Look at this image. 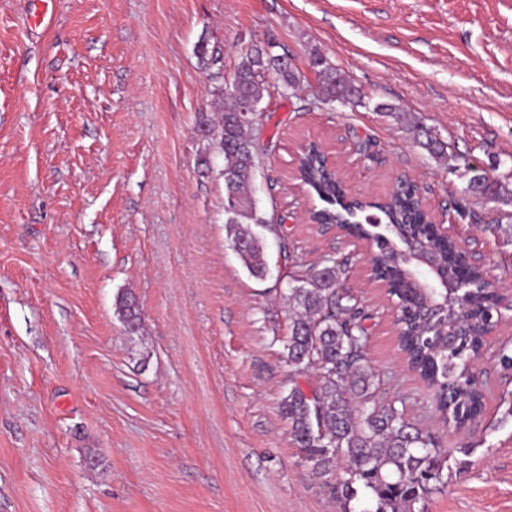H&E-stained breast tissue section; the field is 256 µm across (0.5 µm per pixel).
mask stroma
Instances as JSON below:
<instances>
[{
	"mask_svg": "<svg viewBox=\"0 0 512 512\" xmlns=\"http://www.w3.org/2000/svg\"><path fill=\"white\" fill-rule=\"evenodd\" d=\"M34 11L0 0V512H338L278 412L290 265L327 253L351 258L386 399L443 440L448 484L426 512H512V381L493 360L512 311L479 365L482 414L448 433L398 351L364 247L310 223L320 201L292 179L309 140L360 195L384 198L408 175L512 287L502 206L464 197L451 163L467 156L512 198V0H53L47 30ZM202 38L219 63L202 62ZM269 40L300 82L285 93L269 75L254 129L256 198L283 225L259 281L225 244L224 158L199 121L241 48ZM316 53L360 102L320 103ZM380 103L431 127L449 162ZM122 292L139 332L114 314ZM115 313L131 333H136L141 326L139 306L132 293H121L115 298Z\"/></svg>",
	"mask_w": 512,
	"mask_h": 512,
	"instance_id": "35a3bbf8",
	"label": "stroma"
}]
</instances>
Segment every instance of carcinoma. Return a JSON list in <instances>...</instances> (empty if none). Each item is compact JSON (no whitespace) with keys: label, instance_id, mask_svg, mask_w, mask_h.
I'll return each instance as SVG.
<instances>
[{"label":"carcinoma","instance_id":"1","mask_svg":"<svg viewBox=\"0 0 512 512\" xmlns=\"http://www.w3.org/2000/svg\"><path fill=\"white\" fill-rule=\"evenodd\" d=\"M312 66L321 79V103L360 99L359 90L341 78L323 55H314ZM269 72L276 74L285 90L299 83L292 67L275 54L249 46L241 50L231 74L235 93L222 88L214 99L216 118L200 122L224 157L226 240L248 274L260 281L269 275L264 232L276 234L280 226L256 200L253 173L259 154L249 133L251 125L242 120L239 108L244 97L262 102ZM378 109L392 113L430 156L447 157V144L413 115L391 104ZM462 169L465 196L501 199L481 168L465 159ZM297 172L299 180L325 203L312 213L315 223L339 225L360 238L371 236V222H359L360 214L387 226L390 241L376 249L374 269L388 283L399 308L398 346L430 390L431 406L448 432H461L481 413L485 396L479 375L469 373L467 361L483 355L487 314L501 310L502 297L486 287L484 271L467 263L453 238L434 232L413 183H398L383 202L355 199L313 143L300 154ZM408 238L425 242L448 280L468 277L476 284L466 297V323L459 322L443 289L435 298L439 306L432 318H423L428 289L420 286L416 269L401 250ZM349 263L347 255L325 254L288 280L289 331L282 340V362L289 373L280 414L288 423L290 441L312 472L324 479L323 486L340 512H416V505L445 487L448 456L438 436L409 421L405 405L381 395V375L368 358L369 314L345 285ZM115 313L129 332L140 329L133 294L116 296ZM494 360L503 375L512 374L511 345H501Z\"/></svg>","mask_w":512,"mask_h":512}]
</instances>
